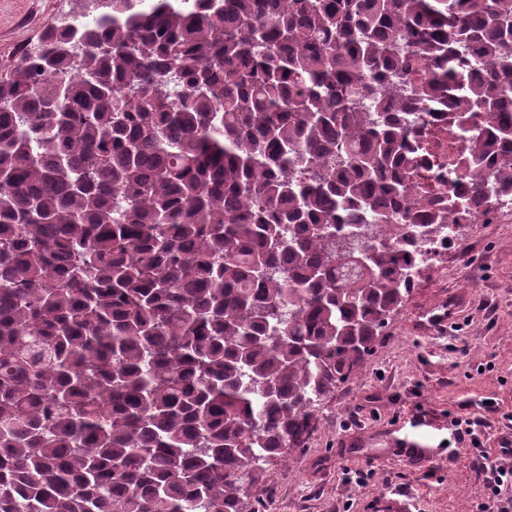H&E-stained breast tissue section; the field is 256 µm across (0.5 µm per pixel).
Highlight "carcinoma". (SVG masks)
I'll return each mask as SVG.
<instances>
[{"instance_id":"cac0c4a2","label":"carcinoma","mask_w":512,"mask_h":512,"mask_svg":"<svg viewBox=\"0 0 512 512\" xmlns=\"http://www.w3.org/2000/svg\"><path fill=\"white\" fill-rule=\"evenodd\" d=\"M91 14L0 74V512H250L452 221L437 101L434 179L512 197V0ZM458 227L455 224H443V226L439 229L437 233L432 236L431 240H427L420 244L419 252L421 256L425 255L428 251L431 254V251L443 252L446 251L448 244V237L452 238L457 234Z\"/></svg>"}]
</instances>
